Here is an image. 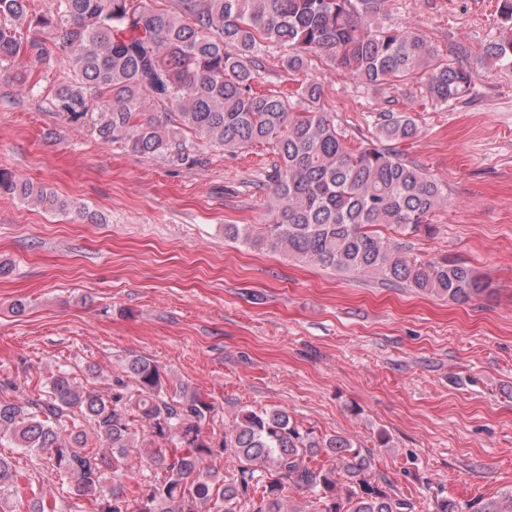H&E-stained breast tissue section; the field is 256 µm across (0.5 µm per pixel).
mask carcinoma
<instances>
[{
  "label": "carcinoma",
  "mask_w": 512,
  "mask_h": 512,
  "mask_svg": "<svg viewBox=\"0 0 512 512\" xmlns=\"http://www.w3.org/2000/svg\"><path fill=\"white\" fill-rule=\"evenodd\" d=\"M386 0H0V65L23 57L47 72L70 70L42 100L64 122L87 126L104 143L173 166L195 164L191 131L229 154L271 143L270 224H226L224 237L273 249L303 264L360 274L385 286H409L465 302L488 291L468 265L421 261L402 237L432 232L430 217L448 204L447 188L405 158L398 144L418 133L414 119L379 114L366 144L352 148L329 112L315 107L321 85L308 76L324 59L355 85L378 92L424 77L434 107L470 94L480 71L512 70V0H499L509 34L483 45L474 62L450 63L413 24L395 22ZM53 40L32 38L21 25ZM283 48L288 92L256 89L263 54ZM154 112L147 113V106ZM0 194L46 210L72 204L42 185L0 169ZM134 414L136 430L125 412ZM213 403L196 391L170 392L151 359L134 356L108 393L60 369L38 389L0 396V441L7 440L57 473L92 512H413L414 505L373 469V453L344 435L317 437L280 409H241L217 441L202 431L216 422ZM333 457L316 466L319 453ZM227 456L231 478L205 466ZM154 471L145 491L126 496L121 477L131 460ZM289 486L314 500L287 503ZM10 457L0 455V512H62ZM433 512H512V491L490 501H434Z\"/></svg>",
  "instance_id": "carcinoma-1"
}]
</instances>
